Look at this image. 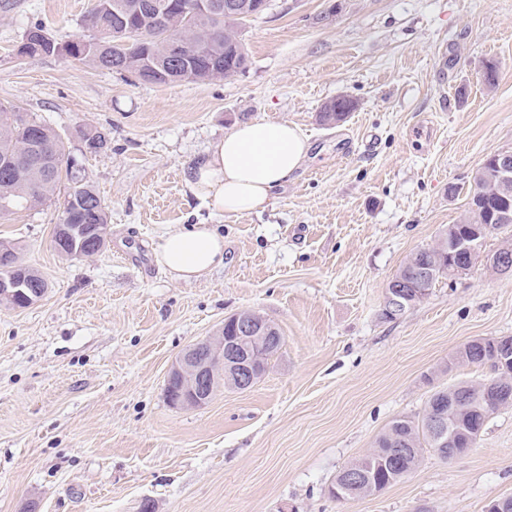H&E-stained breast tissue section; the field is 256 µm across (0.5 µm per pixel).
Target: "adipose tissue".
Masks as SVG:
<instances>
[{
  "label": "adipose tissue",
  "instance_id": "ef3b65f1",
  "mask_svg": "<svg viewBox=\"0 0 512 512\" xmlns=\"http://www.w3.org/2000/svg\"><path fill=\"white\" fill-rule=\"evenodd\" d=\"M308 149L306 139L288 123H242L191 169L188 185L218 212L262 211L272 204L276 189L301 166ZM158 258L173 279L199 280L223 264L224 238L208 224L174 229L162 237Z\"/></svg>",
  "mask_w": 512,
  "mask_h": 512
}]
</instances>
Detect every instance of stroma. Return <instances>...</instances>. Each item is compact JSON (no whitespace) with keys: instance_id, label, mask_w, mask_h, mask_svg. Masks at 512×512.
Returning a JSON list of instances; mask_svg holds the SVG:
<instances>
[{"instance_id":"stroma-1","label":"stroma","mask_w":512,"mask_h":512,"mask_svg":"<svg viewBox=\"0 0 512 512\" xmlns=\"http://www.w3.org/2000/svg\"><path fill=\"white\" fill-rule=\"evenodd\" d=\"M90 6L0 0V103L59 132L109 213L85 258L52 246L62 196L0 215V242L48 283L29 307L0 305V512H485L512 496V407L465 454L427 450L380 493L330 494L391 420L489 378L450 364L458 348L512 336V276L482 261L381 314L404 261L463 218L486 157L512 152V0H272L244 31L246 72L210 82L17 55L37 23L89 36ZM339 96L354 110L320 123ZM253 120L296 126L308 155L264 212H216L186 173ZM82 129L107 148L87 150ZM188 224L224 236L223 266L191 283L157 260L162 234ZM244 310L284 338L263 378L168 403L175 360Z\"/></svg>"}]
</instances>
